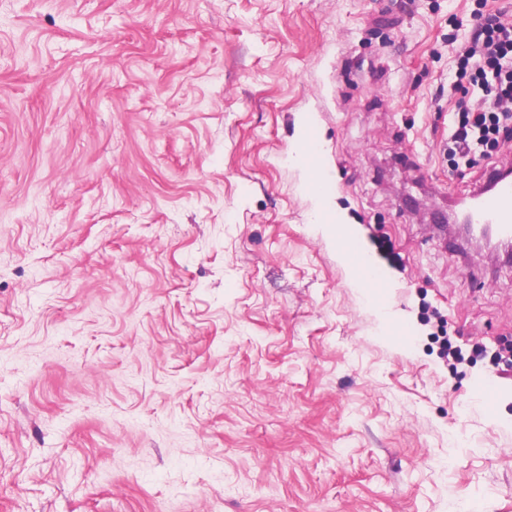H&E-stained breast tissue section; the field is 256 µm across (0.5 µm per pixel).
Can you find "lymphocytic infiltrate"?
Masks as SVG:
<instances>
[{
	"label": "lymphocytic infiltrate",
	"mask_w": 512,
	"mask_h": 512,
	"mask_svg": "<svg viewBox=\"0 0 512 512\" xmlns=\"http://www.w3.org/2000/svg\"><path fill=\"white\" fill-rule=\"evenodd\" d=\"M457 78L477 97L457 104L460 120L448 137L453 161L491 158L502 133H512V22L494 17L479 22L458 53Z\"/></svg>",
	"instance_id": "1"
}]
</instances>
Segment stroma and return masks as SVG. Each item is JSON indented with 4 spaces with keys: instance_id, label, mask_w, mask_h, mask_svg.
<instances>
[{
    "instance_id": "stroma-1",
    "label": "stroma",
    "mask_w": 512,
    "mask_h": 512,
    "mask_svg": "<svg viewBox=\"0 0 512 512\" xmlns=\"http://www.w3.org/2000/svg\"><path fill=\"white\" fill-rule=\"evenodd\" d=\"M498 13L0 0V512H512V263L436 223Z\"/></svg>"
}]
</instances>
